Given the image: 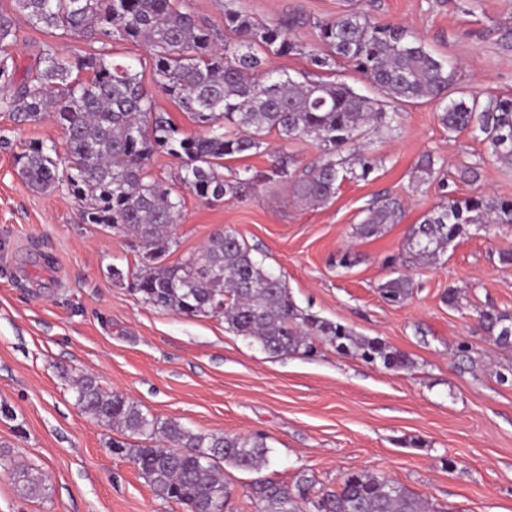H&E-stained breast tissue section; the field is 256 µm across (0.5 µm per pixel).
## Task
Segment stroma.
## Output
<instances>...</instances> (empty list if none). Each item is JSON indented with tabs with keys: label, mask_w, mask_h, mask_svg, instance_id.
<instances>
[{
	"label": "stroma",
	"mask_w": 512,
	"mask_h": 512,
	"mask_svg": "<svg viewBox=\"0 0 512 512\" xmlns=\"http://www.w3.org/2000/svg\"><path fill=\"white\" fill-rule=\"evenodd\" d=\"M198 21L224 33V9L279 21L293 13L307 24L304 53L271 57L291 76L342 81L368 95L370 85L345 64L319 71L307 51L315 22L354 9L401 24L439 56L459 65L457 88L512 94V0H188ZM73 54L90 39L21 26L9 51L18 74L38 64L44 43ZM115 59L132 64L155 109L186 134L198 128L157 87L143 47L113 41ZM399 127L373 139L382 163L369 180L343 182L320 207L296 204L287 188L262 186L246 200L200 201L182 191L177 245L170 262L194 257L209 237L237 231L267 267L283 273L296 304L378 337L405 352L412 371L396 372L342 355L328 345L312 357H274L235 335L223 318L182 315L142 302L127 280L141 258L120 230L83 223L65 189L33 191L15 155L33 140H60L53 119L18 126L0 115V452L46 477L41 497L21 495L0 474V512H188L160 498L127 458L111 453L113 431L82 412L73 378L90 374L144 411L196 432L265 437L270 464L257 472L225 467L232 512H258V480L293 484L298 473L336 487L345 473L387 476L448 512H512V351L478 325L485 306L512 313V226L491 225L457 239L438 263L412 270L411 297L387 305L379 284L406 231L437 205V182L413 184L427 152L444 157V175L479 164L477 192L512 197V169L488 162L484 143L449 135L435 103L404 105ZM405 201L400 223L370 239L355 238L368 202L381 194ZM357 261L338 268V254ZM123 279H115L113 270ZM460 290V304L442 299Z\"/></svg>",
	"instance_id": "stroma-1"
}]
</instances>
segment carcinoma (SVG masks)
Instances as JSON below:
<instances>
[{"label":"carcinoma","instance_id":"1","mask_svg":"<svg viewBox=\"0 0 512 512\" xmlns=\"http://www.w3.org/2000/svg\"><path fill=\"white\" fill-rule=\"evenodd\" d=\"M15 15L0 13V49L16 41L15 16L30 26L90 38L97 50L59 54L53 43L40 52V66L16 80V63L0 57V112L18 125L53 118L64 133L54 142H30L16 155L18 172L34 190L66 186L81 206L86 224L120 228L138 240L142 262L131 274L132 290L155 308L185 315L224 318L231 331L253 340L272 356L311 355L317 343L341 354L409 372L414 362L383 340L360 336L348 326L301 309L283 276L255 260L232 230L210 236L202 250L170 263L177 245L173 226L182 198L149 171L158 153L181 159L179 182L197 198L213 203L242 201L270 183L285 185L294 198L315 206L335 197L345 180H366L381 159L371 138L393 130L400 106L435 102L450 134L469 133L486 144L489 156L512 167V96L448 100L458 66L437 56L411 29L380 23L348 10L315 26L317 47L309 54L321 70L345 63L378 92L356 93L344 82L297 81L269 65V54L302 50L295 31L304 19L276 23L224 7V44L179 0H14ZM118 39L148 52L161 90L200 128L185 136L163 112L129 64L111 59L107 42ZM274 133L282 145L269 153L265 170L245 167L224 178V158L258 153ZM309 139L320 154L298 165L285 145ZM441 158L428 153L416 165L421 183L441 172ZM444 201L409 227L402 251L392 258L413 269L441 260L448 246L474 225L512 226V197H458L439 180ZM403 202L383 195L364 210L361 238L375 237L403 217ZM378 290L391 305L413 290L401 273ZM480 328L502 348H512V313L495 307L477 311ZM76 406L122 435L109 445L129 457L157 496L184 504L190 512L228 508L233 491L224 466L256 471L269 462L261 435L203 434L175 420H161L123 393L109 391L87 375L73 388ZM0 469L18 490L37 496L45 476L0 455ZM259 512H432L422 498L384 475L348 472L340 486L319 487L302 474L294 486L259 480L252 484Z\"/></svg>","mask_w":512,"mask_h":512}]
</instances>
